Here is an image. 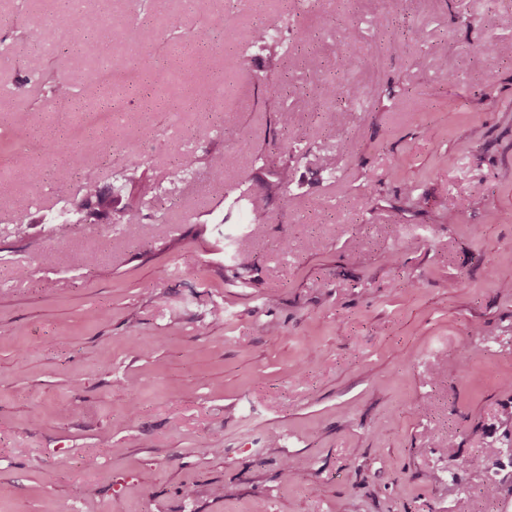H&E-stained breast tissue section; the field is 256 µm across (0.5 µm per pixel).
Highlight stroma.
I'll return each mask as SVG.
<instances>
[{
	"instance_id": "obj_1",
	"label": "stroma",
	"mask_w": 512,
	"mask_h": 512,
	"mask_svg": "<svg viewBox=\"0 0 512 512\" xmlns=\"http://www.w3.org/2000/svg\"><path fill=\"white\" fill-rule=\"evenodd\" d=\"M148 3L88 0L75 45L51 23L63 0H0V512H512V0H401L377 28L382 0ZM275 13L283 99L246 36ZM112 50L152 67L104 79ZM48 69L87 108L48 106L15 141L36 89L17 81ZM341 80L368 99L320 97ZM213 83L221 103L189 104ZM107 91L113 112L94 111ZM277 100L302 152L285 209L257 159L277 156ZM216 146L223 181L202 163L171 179ZM24 163L37 186L13 179ZM135 165L160 195L149 219L55 223L84 181ZM85 251L95 266L73 263Z\"/></svg>"
}]
</instances>
